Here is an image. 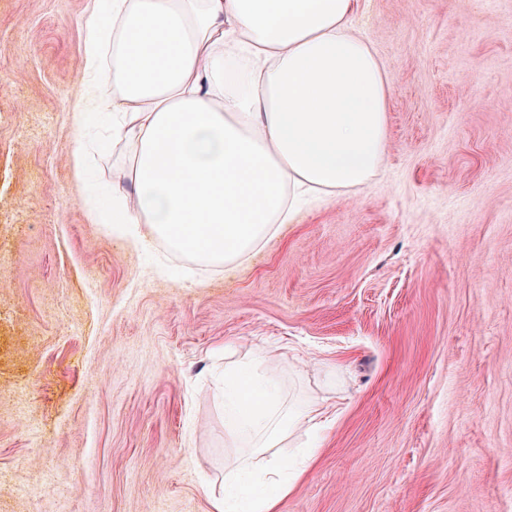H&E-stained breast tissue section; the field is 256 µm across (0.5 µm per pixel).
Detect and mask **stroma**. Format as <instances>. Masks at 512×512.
Returning <instances> with one entry per match:
<instances>
[{
	"mask_svg": "<svg viewBox=\"0 0 512 512\" xmlns=\"http://www.w3.org/2000/svg\"><path fill=\"white\" fill-rule=\"evenodd\" d=\"M106 6L0 0V512H210L228 343L298 350L279 380L329 407L280 512H512V0H363L380 174L226 268L80 200Z\"/></svg>",
	"mask_w": 512,
	"mask_h": 512,
	"instance_id": "1",
	"label": "stroma"
}]
</instances>
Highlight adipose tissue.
Instances as JSON below:
<instances>
[{"label": "adipose tissue", "mask_w": 512, "mask_h": 512, "mask_svg": "<svg viewBox=\"0 0 512 512\" xmlns=\"http://www.w3.org/2000/svg\"><path fill=\"white\" fill-rule=\"evenodd\" d=\"M361 0H110L85 27L92 90L131 191L101 224L137 227L204 266L249 257L298 213L296 191L335 196L372 181L388 145L390 82L354 20ZM279 355L224 365V436L252 452L224 467L212 512H278L305 472L288 452L322 401L283 400Z\"/></svg>", "instance_id": "1"}]
</instances>
